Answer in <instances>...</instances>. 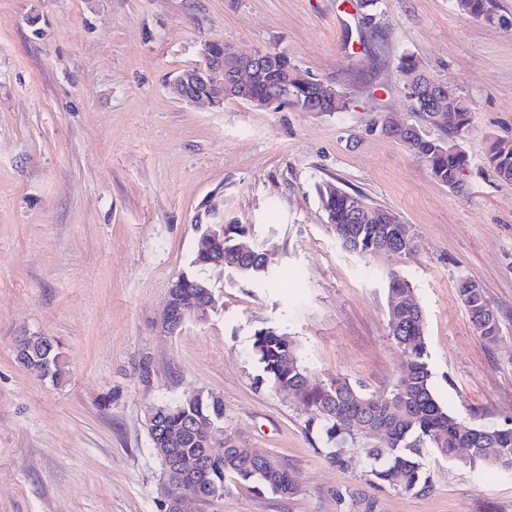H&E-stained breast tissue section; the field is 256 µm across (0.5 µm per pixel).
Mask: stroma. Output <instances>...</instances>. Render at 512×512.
<instances>
[{
    "label": "stroma",
    "mask_w": 512,
    "mask_h": 512,
    "mask_svg": "<svg viewBox=\"0 0 512 512\" xmlns=\"http://www.w3.org/2000/svg\"><path fill=\"white\" fill-rule=\"evenodd\" d=\"M496 2L507 24L451 0H385L370 21L356 0H0V512H158L146 412L199 392L222 398L225 433L277 457L297 491L230 481L191 512H512L511 471L430 448L420 495L369 485L357 447L332 464L311 409L257 384L252 354L254 332L276 326L313 381L388 390L405 361L388 328L397 271L425 316L439 402L478 426L512 420V182L486 162L491 141L512 140V0ZM210 41L285 53L350 108L176 99L171 82ZM406 53L472 107L455 138L469 157L461 191L385 130L443 135L408 106ZM326 181L398 213L418 254L341 248ZM219 223L272 248V282L192 265ZM195 272L215 309L160 332L172 281ZM464 278L499 315L497 345L469 321ZM25 331L58 342L62 382L17 363Z\"/></svg>",
    "instance_id": "obj_1"
}]
</instances>
